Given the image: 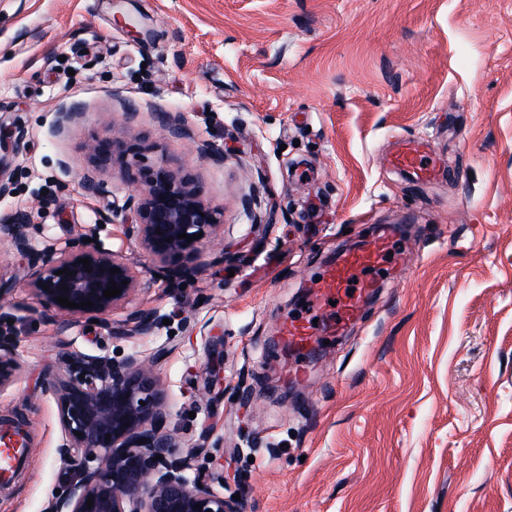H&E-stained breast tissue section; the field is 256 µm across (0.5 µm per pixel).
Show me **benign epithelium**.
I'll return each mask as SVG.
<instances>
[{"label": "benign epithelium", "mask_w": 512, "mask_h": 512, "mask_svg": "<svg viewBox=\"0 0 512 512\" xmlns=\"http://www.w3.org/2000/svg\"><path fill=\"white\" fill-rule=\"evenodd\" d=\"M89 150L136 171L144 192L128 235L163 264L166 275L182 276L185 264L221 225L220 212L202 199L191 175L163 162H145L147 146L114 137L93 142ZM30 229L25 214L0 220V237L19 253L32 251ZM182 233L198 239L178 238ZM85 258L91 262L89 272L79 263ZM64 268L66 273L56 274ZM112 268L119 272H110ZM113 281L121 294L106 298L103 291ZM25 284L64 321L74 317L106 321L115 308L130 302L140 279L137 269L118 251L75 247L38 255L26 272ZM64 295L71 302L89 300L94 306L64 307L56 301ZM162 325L158 314L133 309L111 333L117 340L130 339L149 335ZM15 342L12 333L0 331V391L10 387L22 370L14 354ZM161 358L160 352L148 357L131 354L121 360L107 355L62 356L47 390L57 402L63 435L58 452L64 471L58 485L61 493L52 496L47 512H243L242 501L214 489L213 482L222 481L221 476L206 478L194 468L204 445L177 455L158 369Z\"/></svg>", "instance_id": "benign-epithelium-1"}]
</instances>
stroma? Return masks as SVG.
Here are the masks:
<instances>
[{"label":"stroma","instance_id":"stroma-1","mask_svg":"<svg viewBox=\"0 0 512 512\" xmlns=\"http://www.w3.org/2000/svg\"><path fill=\"white\" fill-rule=\"evenodd\" d=\"M112 136L156 146L223 215L184 281L127 237L141 186L87 151ZM402 140L443 172L390 165ZM0 153V218L27 214L38 252H123L131 306L170 321L128 341L62 325L0 240V330L23 363L0 420L31 451L0 512H44L58 486L64 349L163 352L171 432L207 440L196 467L245 512H512V0H0ZM377 224L412 245L389 244L373 297L289 381L270 339Z\"/></svg>","mask_w":512,"mask_h":512}]
</instances>
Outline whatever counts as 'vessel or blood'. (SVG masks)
<instances>
[{"label": "vessel or blood", "mask_w": 512, "mask_h": 512, "mask_svg": "<svg viewBox=\"0 0 512 512\" xmlns=\"http://www.w3.org/2000/svg\"><path fill=\"white\" fill-rule=\"evenodd\" d=\"M395 167L412 170L418 180L426 181L435 175L436 163L427 161L420 147L407 146L392 157ZM384 258L379 242L369 243L366 247L342 254L336 263L327 268L312 292L314 304H322L329 298H337V327H344L361 310L370 297L371 281L366 273L378 267ZM281 333L284 340L295 350H306L317 331L310 322L300 319L286 321ZM27 453L24 439L17 434L0 437V479L9 480L16 465Z\"/></svg>", "instance_id": "b4317fda"}]
</instances>
